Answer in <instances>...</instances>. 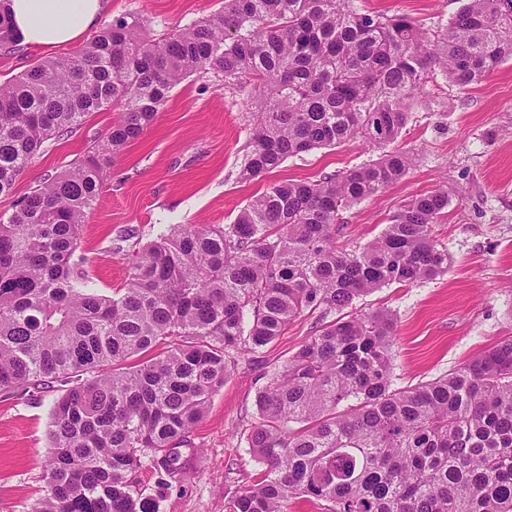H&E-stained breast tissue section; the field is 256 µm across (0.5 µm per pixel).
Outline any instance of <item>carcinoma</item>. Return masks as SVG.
<instances>
[{
  "label": "carcinoma",
  "instance_id": "obj_1",
  "mask_svg": "<svg viewBox=\"0 0 512 512\" xmlns=\"http://www.w3.org/2000/svg\"><path fill=\"white\" fill-rule=\"evenodd\" d=\"M353 0H223L187 29L104 26L77 51L0 83V195L43 144L121 107L101 141L0 215V389L50 409L48 493L33 512H156L135 480L180 448L231 352L254 354L305 312L320 326L258 391L247 445L263 465L230 512H512V339L433 380L394 383L396 316L331 313L391 284L448 271L433 235L447 187L405 202L363 246L336 245L343 213L401 180L393 144L435 72L465 89L512 60V0H463L445 29L361 13ZM20 44L0 4V51ZM211 70L257 97L241 176L359 140L377 158L315 181L268 184L231 224H159L103 294L76 255L112 161L187 76ZM151 352L153 356L140 360Z\"/></svg>",
  "mask_w": 512,
  "mask_h": 512
}]
</instances>
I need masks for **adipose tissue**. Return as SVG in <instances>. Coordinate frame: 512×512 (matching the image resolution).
Returning a JSON list of instances; mask_svg holds the SVG:
<instances>
[{
    "mask_svg": "<svg viewBox=\"0 0 512 512\" xmlns=\"http://www.w3.org/2000/svg\"><path fill=\"white\" fill-rule=\"evenodd\" d=\"M22 43L51 49L80 39L93 28L103 0H7Z\"/></svg>",
    "mask_w": 512,
    "mask_h": 512,
    "instance_id": "obj_1",
    "label": "adipose tissue"
}]
</instances>
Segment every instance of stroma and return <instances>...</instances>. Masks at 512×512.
Returning <instances> with one entry per match:
<instances>
[{"label":"stroma","instance_id":"1","mask_svg":"<svg viewBox=\"0 0 512 512\" xmlns=\"http://www.w3.org/2000/svg\"><path fill=\"white\" fill-rule=\"evenodd\" d=\"M362 12L407 14L423 28L447 25L461 0H354ZM220 0H105L101 24L143 19L151 32L188 28ZM27 45L0 54V83L33 63L75 51ZM253 101L225 88L222 77L197 73L176 86L154 123L115 159L105 188L83 226L79 254L103 293L123 285L129 256L152 239L158 224H230L273 179L315 180L372 159L361 143L321 148L287 159L274 174L240 176L250 142ZM119 115L111 107L88 116L68 136L44 143L11 193L10 215L32 188L82 156ZM415 155L406 176L344 212L339 243L353 248L377 237L412 197L448 189V213L434 236L452 259L442 276L412 287L392 284L358 300L366 311L397 316L394 375L398 386L448 373L512 336V61L461 90L443 76L427 84L399 139ZM301 314L256 356L237 357L224 385L182 449L181 482L159 491L160 468L144 458L136 474L157 512H229V502L260 469L246 437L257 420L256 395L314 333ZM54 393L33 401L0 390V512H32L46 493L41 461Z\"/></svg>","mask_w":512,"mask_h":512}]
</instances>
